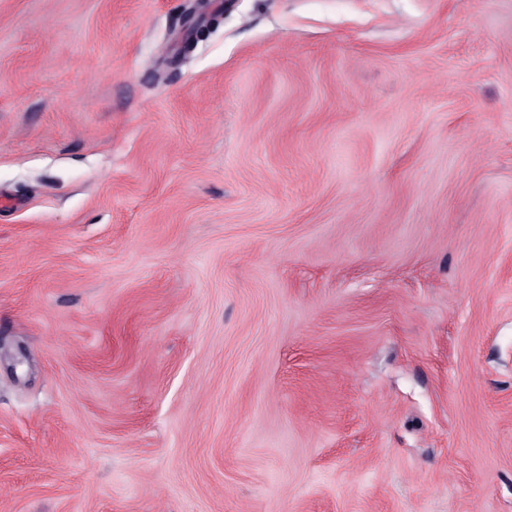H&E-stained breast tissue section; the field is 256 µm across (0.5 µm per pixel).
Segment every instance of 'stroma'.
Masks as SVG:
<instances>
[{"mask_svg":"<svg viewBox=\"0 0 512 512\" xmlns=\"http://www.w3.org/2000/svg\"><path fill=\"white\" fill-rule=\"evenodd\" d=\"M0 512H512V0H0Z\"/></svg>","mask_w":512,"mask_h":512,"instance_id":"35a3bbf8","label":"stroma"}]
</instances>
